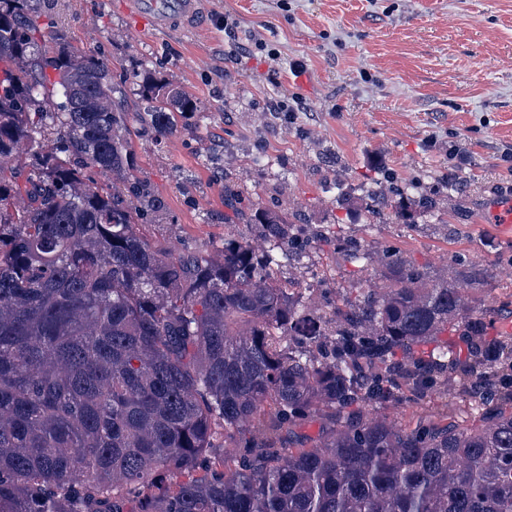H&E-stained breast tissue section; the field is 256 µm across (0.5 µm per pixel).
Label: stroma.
<instances>
[{
    "label": "stroma",
    "mask_w": 512,
    "mask_h": 512,
    "mask_svg": "<svg viewBox=\"0 0 512 512\" xmlns=\"http://www.w3.org/2000/svg\"><path fill=\"white\" fill-rule=\"evenodd\" d=\"M55 28L198 100L163 145L145 130L134 139L138 175L166 205L150 231L175 252L217 259L225 236L259 237L257 225L225 223L229 178L295 224L377 255L399 250L433 280L457 275L493 330L512 334V231L486 219L512 200V0H205L194 24L164 30L129 0H60ZM378 171L419 182L452 223L424 213L402 224L387 211L367 223L363 184ZM452 176L469 184L464 205L448 195ZM356 270L315 245L282 257L279 276L314 285L324 307ZM387 415L478 419L452 395L401 400Z\"/></svg>",
    "instance_id": "stroma-1"
}]
</instances>
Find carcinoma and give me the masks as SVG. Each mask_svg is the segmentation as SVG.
I'll list each match as a JSON object with an SVG mask.
<instances>
[{
	"label": "carcinoma",
	"instance_id": "obj_1",
	"mask_svg": "<svg viewBox=\"0 0 512 512\" xmlns=\"http://www.w3.org/2000/svg\"><path fill=\"white\" fill-rule=\"evenodd\" d=\"M55 2L0 0V512H512V337L396 251L386 287L361 279L331 311L310 306L271 275L292 222L226 175L224 205L263 244L226 239L219 261L161 247L115 65L41 38ZM126 80L159 144L197 111L170 84ZM384 182L367 178L372 214L414 223L417 185ZM437 392L477 423L365 416ZM312 412L315 437L300 431Z\"/></svg>",
	"mask_w": 512,
	"mask_h": 512
}]
</instances>
